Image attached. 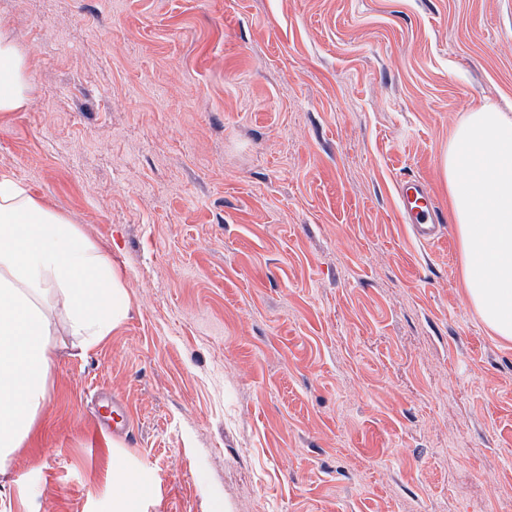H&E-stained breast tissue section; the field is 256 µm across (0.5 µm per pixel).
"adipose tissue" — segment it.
<instances>
[{"instance_id": "obj_1", "label": "adipose tissue", "mask_w": 512, "mask_h": 512, "mask_svg": "<svg viewBox=\"0 0 512 512\" xmlns=\"http://www.w3.org/2000/svg\"><path fill=\"white\" fill-rule=\"evenodd\" d=\"M29 91L25 57L0 33V112L23 109ZM443 172L466 294L484 324L512 341V116L491 103L470 109L448 140ZM58 305L86 351L129 313L121 274L80 226L0 171V472L37 436Z\"/></svg>"}]
</instances>
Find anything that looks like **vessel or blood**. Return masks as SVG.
Returning a JSON list of instances; mask_svg holds the SVG:
<instances>
[{"instance_id":"vessel-or-blood-1","label":"vessel or blood","mask_w":512,"mask_h":512,"mask_svg":"<svg viewBox=\"0 0 512 512\" xmlns=\"http://www.w3.org/2000/svg\"><path fill=\"white\" fill-rule=\"evenodd\" d=\"M400 200V215L404 223L410 224L414 235L423 242L436 241L442 224L440 208L426 184L419 178L405 176L396 184ZM100 407L104 411L101 425L113 437H124L129 428L125 418V403L120 396L109 392L100 396Z\"/></svg>"}]
</instances>
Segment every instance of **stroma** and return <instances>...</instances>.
<instances>
[{
    "instance_id": "obj_1",
    "label": "stroma",
    "mask_w": 512,
    "mask_h": 512,
    "mask_svg": "<svg viewBox=\"0 0 512 512\" xmlns=\"http://www.w3.org/2000/svg\"><path fill=\"white\" fill-rule=\"evenodd\" d=\"M27 107L0 171L123 276L127 319L56 338L0 512H512V341L396 181L447 207L466 111L512 113V0H0ZM124 398L127 440L94 394ZM400 215L405 224H412L414 235L423 242L439 239L442 227L440 208L426 184L419 178L405 176L396 184Z\"/></svg>"
}]
</instances>
